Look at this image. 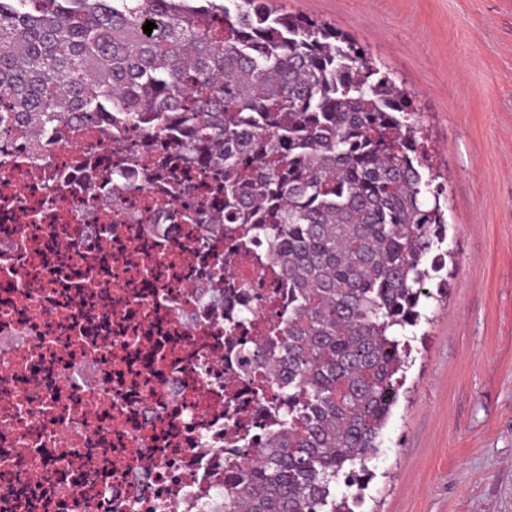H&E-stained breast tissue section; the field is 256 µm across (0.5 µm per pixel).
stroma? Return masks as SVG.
<instances>
[{"label":"stroma","mask_w":512,"mask_h":512,"mask_svg":"<svg viewBox=\"0 0 512 512\" xmlns=\"http://www.w3.org/2000/svg\"><path fill=\"white\" fill-rule=\"evenodd\" d=\"M362 45L408 91L448 201L366 512H512V0H268Z\"/></svg>","instance_id":"35a3bbf8"}]
</instances>
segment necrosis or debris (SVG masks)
<instances>
[{"label":"necrosis or debris","mask_w":512,"mask_h":512,"mask_svg":"<svg viewBox=\"0 0 512 512\" xmlns=\"http://www.w3.org/2000/svg\"><path fill=\"white\" fill-rule=\"evenodd\" d=\"M110 137L0 133V512H224L225 464L279 425L240 356L288 318L274 242L218 272L224 227L103 198Z\"/></svg>","instance_id":"1"}]
</instances>
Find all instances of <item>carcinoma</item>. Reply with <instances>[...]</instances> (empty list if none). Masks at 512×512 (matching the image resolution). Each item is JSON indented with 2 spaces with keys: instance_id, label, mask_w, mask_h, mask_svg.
Instances as JSON below:
<instances>
[{
  "instance_id": "carcinoma-1",
  "label": "carcinoma",
  "mask_w": 512,
  "mask_h": 512,
  "mask_svg": "<svg viewBox=\"0 0 512 512\" xmlns=\"http://www.w3.org/2000/svg\"><path fill=\"white\" fill-rule=\"evenodd\" d=\"M156 24L151 34L142 26ZM167 132V178L242 239L278 243L291 288L274 328L286 409L258 458L231 466L224 512H354L419 321L440 193L409 93L332 27L265 0H0V125L34 145L90 120Z\"/></svg>"
}]
</instances>
